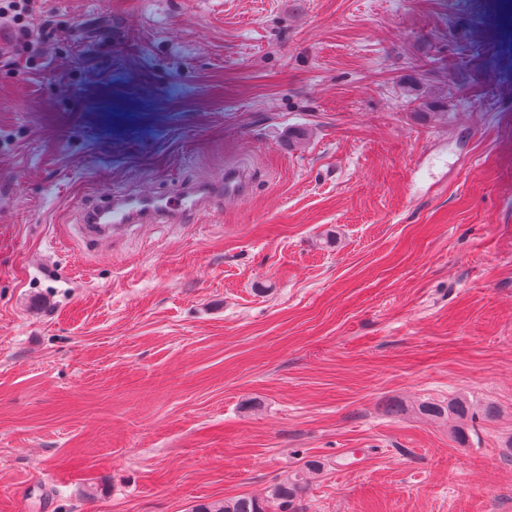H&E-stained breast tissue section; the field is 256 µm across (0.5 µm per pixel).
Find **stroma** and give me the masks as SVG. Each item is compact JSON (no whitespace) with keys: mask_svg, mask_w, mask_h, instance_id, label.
<instances>
[{"mask_svg":"<svg viewBox=\"0 0 512 512\" xmlns=\"http://www.w3.org/2000/svg\"><path fill=\"white\" fill-rule=\"evenodd\" d=\"M501 2L41 0L0 28V512H192L310 460L299 512H512ZM234 167L248 196L197 223L78 233L104 194ZM458 395L461 441L420 411Z\"/></svg>","mask_w":512,"mask_h":512,"instance_id":"stroma-1","label":"stroma"}]
</instances>
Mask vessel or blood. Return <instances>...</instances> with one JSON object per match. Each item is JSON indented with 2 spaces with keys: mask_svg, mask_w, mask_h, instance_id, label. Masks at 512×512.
Masks as SVG:
<instances>
[{
  "mask_svg": "<svg viewBox=\"0 0 512 512\" xmlns=\"http://www.w3.org/2000/svg\"><path fill=\"white\" fill-rule=\"evenodd\" d=\"M250 181L247 169L232 168L225 171L223 184L192 183L173 196L110 194L84 211L81 230L87 240L99 241L132 224L193 223L223 197L246 195Z\"/></svg>",
  "mask_w": 512,
  "mask_h": 512,
  "instance_id": "obj_1",
  "label": "vessel or blood"
}]
</instances>
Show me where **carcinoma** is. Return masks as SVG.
I'll return each instance as SVG.
<instances>
[{
    "label": "carcinoma",
    "instance_id": "carcinoma-1",
    "mask_svg": "<svg viewBox=\"0 0 512 512\" xmlns=\"http://www.w3.org/2000/svg\"><path fill=\"white\" fill-rule=\"evenodd\" d=\"M421 411L427 415L440 417L445 415L455 421V433L463 434V422L469 412V404L463 399H455L442 408L435 404L421 406ZM305 490L302 472L296 471L271 486L263 498L253 496H238L222 501L203 502L195 506L194 512H290L295 500Z\"/></svg>",
    "mask_w": 512,
    "mask_h": 512
}]
</instances>
